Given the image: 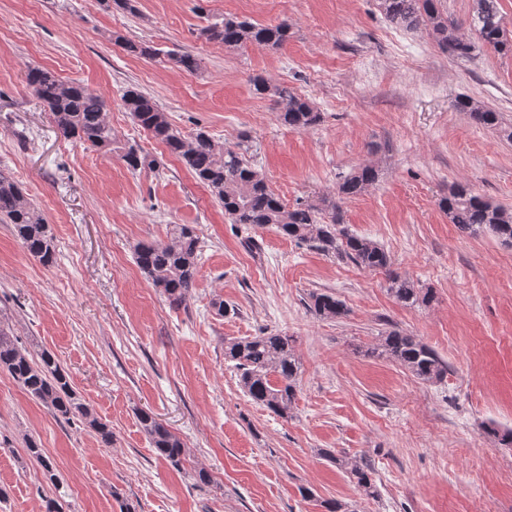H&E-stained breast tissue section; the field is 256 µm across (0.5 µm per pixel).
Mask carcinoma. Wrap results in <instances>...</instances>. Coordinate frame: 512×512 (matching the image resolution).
Masks as SVG:
<instances>
[{
    "instance_id": "cac0c4a2",
    "label": "carcinoma",
    "mask_w": 512,
    "mask_h": 512,
    "mask_svg": "<svg viewBox=\"0 0 512 512\" xmlns=\"http://www.w3.org/2000/svg\"><path fill=\"white\" fill-rule=\"evenodd\" d=\"M380 11L393 24L407 31H423L442 52L461 60L470 59L485 46L512 52V35L506 30L500 12V0H472L469 27L476 35L471 40L448 20L442 0H377ZM290 27L283 20L275 25L254 24L225 17L203 27L200 36L226 47L257 44L278 48L288 41ZM115 41L136 56L152 58L159 50L142 42L118 35ZM175 66L189 72L200 67V60L190 53H168ZM25 82L33 97L51 113L57 130L66 138L110 152L132 173L152 171L156 159L141 147L115 145L112 125L107 119L103 97L82 84L60 78L54 71L31 67ZM256 93L268 95L280 106L279 121L296 131L307 130L321 122L322 115L313 102L286 85L272 84L257 77ZM121 101L134 123L154 140L162 143L195 178L209 188L233 224L255 228L272 226L285 238L306 243L317 251L348 260L369 271L387 276V292L400 304L428 307L435 300L433 289L426 288L391 270L388 252L376 241L349 231L343 221L341 203L366 194L378 180V169L365 164L341 177L336 195L322 196L314 203L284 205L268 189L264 174L248 157L250 137L239 136L233 145L215 141L203 129L185 136L172 127L166 112L155 99L135 86L127 87ZM455 109L467 114L472 124L492 129L512 141V124L503 122L499 112L485 103L460 96ZM449 222L466 235L488 233L502 244L512 246V209L493 203L457 183L440 200ZM0 224L13 226L15 236L31 256L45 266L56 262L57 244L49 225L27 196L25 189L10 175L0 172ZM202 245L195 227L176 224L165 242H142L135 249L138 267L175 308L185 307L191 299L198 274ZM309 308L319 318L338 320L346 317V304L331 292L309 294ZM365 355L392 362L413 377L428 383L448 374V363L427 344L399 330H391ZM224 357L239 371L244 393L264 406L272 415L288 420L294 417L301 373L295 340L286 334L270 333L224 340ZM0 370L11 377L34 400L46 407L57 420L68 422L81 418L104 445L112 443V430L80 401L72 390L68 371L44 353L36 362L26 349L17 345L9 326L0 322ZM144 433L159 456L183 469L190 452L182 439L165 427L155 415L142 410L138 415ZM26 451L54 479L53 464L43 455L36 440L26 443ZM327 460L353 480L367 497L378 491L371 469L330 450Z\"/></svg>"
}]
</instances>
